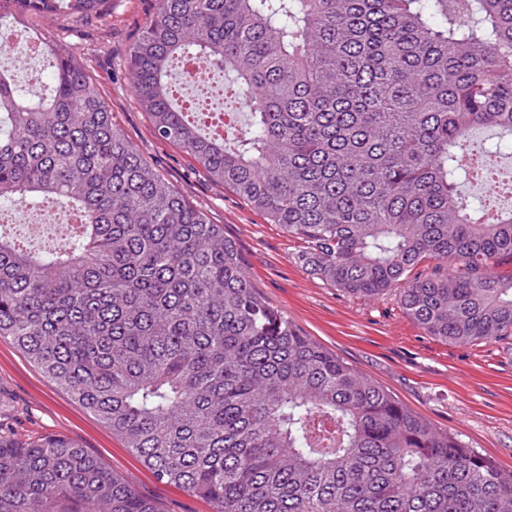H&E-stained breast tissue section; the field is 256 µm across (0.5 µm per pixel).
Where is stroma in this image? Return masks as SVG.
I'll list each match as a JSON object with an SVG mask.
<instances>
[{"instance_id": "35a3bbf8", "label": "stroma", "mask_w": 512, "mask_h": 512, "mask_svg": "<svg viewBox=\"0 0 512 512\" xmlns=\"http://www.w3.org/2000/svg\"><path fill=\"white\" fill-rule=\"evenodd\" d=\"M157 7L158 0H111L89 21L47 19L44 33L66 42L98 81L114 122L143 159L211 223L223 225L271 307L432 425L512 470V342L451 344L415 324L395 293L355 297L311 276L297 261L302 240L266 223L184 149L155 137L132 91L126 59ZM0 428L22 437H67L128 480L159 512H213L206 499L158 482L119 436L6 338H0Z\"/></svg>"}]
</instances>
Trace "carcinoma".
I'll return each mask as SVG.
<instances>
[{"instance_id": "obj_1", "label": "carcinoma", "mask_w": 512, "mask_h": 512, "mask_svg": "<svg viewBox=\"0 0 512 512\" xmlns=\"http://www.w3.org/2000/svg\"><path fill=\"white\" fill-rule=\"evenodd\" d=\"M14 7L6 16L3 4ZM108 0H0V51L39 41L38 95L0 68V199L82 214L38 250L0 224V338L214 512H512V471L433 427L256 292L224 227L112 122L97 82L35 30ZM190 55L215 111L176 101ZM137 101L351 295L399 293L445 342L512 339V205L474 208L512 141V0H159L129 51ZM242 97L247 128L208 129ZM436 265L413 274L425 261ZM0 512H157L96 456L0 428Z\"/></svg>"}]
</instances>
